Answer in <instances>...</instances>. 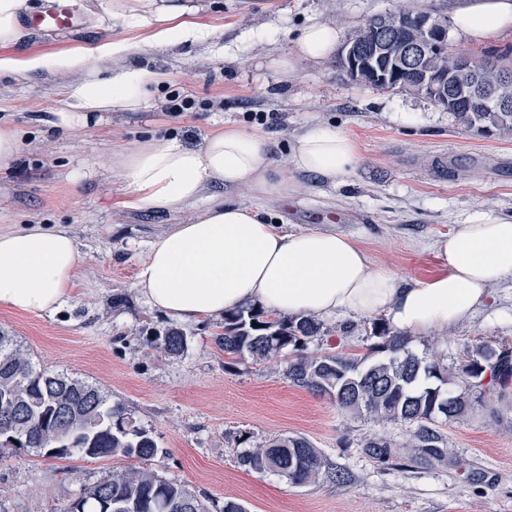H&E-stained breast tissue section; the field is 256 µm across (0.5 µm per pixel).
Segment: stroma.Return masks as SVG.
Instances as JSON below:
<instances>
[{"label":"stroma","mask_w":512,"mask_h":512,"mask_svg":"<svg viewBox=\"0 0 512 512\" xmlns=\"http://www.w3.org/2000/svg\"><path fill=\"white\" fill-rule=\"evenodd\" d=\"M192 20L212 27L208 44L146 49L139 61L167 72L137 111L117 109L49 129L38 121L66 96L79 74L54 65L25 78L0 77V122L23 133L19 158L0 176V232L40 223L69 225L80 259L73 295L51 316L0 309V332L28 348L36 363L101 387L152 430L164 478L208 497L209 512L234 501L246 512H512V425L473 412L444 425L447 457L382 465L360 446L375 432L404 441L405 429L341 414L326 396L291 384L278 362L225 364L214 343L217 319L184 324L187 349L171 358L147 336L174 322L147 305L136 286L140 263L158 234L185 224L191 211L123 208L124 184L104 168L121 149L176 137L189 145L227 125L263 129L278 161L295 135L324 122L351 134L360 160L328 184L294 175L289 197H256L247 189L225 199L260 210L282 231L332 229L355 238L373 264L423 279L438 266L434 244L453 225L478 214L512 216V137L465 129L447 110L408 92L361 85L335 64L304 62L288 82L270 68L293 49V36L320 21L342 33L368 17L403 6L449 16V0H197ZM79 30L31 32L30 52L55 56L95 42L97 17L84 0ZM191 109L168 111L174 95ZM265 113L264 122L251 114ZM512 343V281L495 288L486 308L442 336H418L414 353L438 351L455 366L466 345ZM301 435L319 448L346 483L297 487L237 462L240 436L259 442ZM116 461L45 459L23 450L0 460V512H59L78 482L94 481Z\"/></svg>","instance_id":"obj_1"}]
</instances>
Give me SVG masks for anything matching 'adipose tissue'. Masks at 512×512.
Masks as SVG:
<instances>
[{
	"label": "adipose tissue",
	"instance_id": "1",
	"mask_svg": "<svg viewBox=\"0 0 512 512\" xmlns=\"http://www.w3.org/2000/svg\"><path fill=\"white\" fill-rule=\"evenodd\" d=\"M32 8V0H0V74L21 78L50 62L17 52L29 36L21 19ZM104 11L123 39H103L93 51L72 50L51 61L83 78L51 108L45 124L59 126L71 108L85 113L139 110L148 86L164 75L145 65H125L126 57L146 46L206 43L215 37L211 28L187 22L195 11L189 0H107ZM451 22L470 42L496 41L512 35V0H454ZM129 32L134 35L130 41L125 38ZM340 39L334 24H309L295 36L293 50L271 65L291 78L300 62L330 61ZM92 54L113 60V67H89ZM359 158L356 140L327 123L305 126L284 164L274 158L266 133L233 126L211 133L198 146L150 140L118 152L111 171L127 188L125 208L195 211L188 223L174 225L152 242L138 268L139 293L181 323L254 305L320 319L381 315L411 335L446 332L485 308L492 289L512 279V217L483 215L455 225L435 245L438 269L413 280L373 265L350 235L331 229L282 233L256 209L219 198L206 208L198 206L215 187L286 197L295 191L288 170L332 183ZM78 261L77 239L66 226L37 224L0 232V308L55 314L71 296Z\"/></svg>",
	"mask_w": 512,
	"mask_h": 512
}]
</instances>
